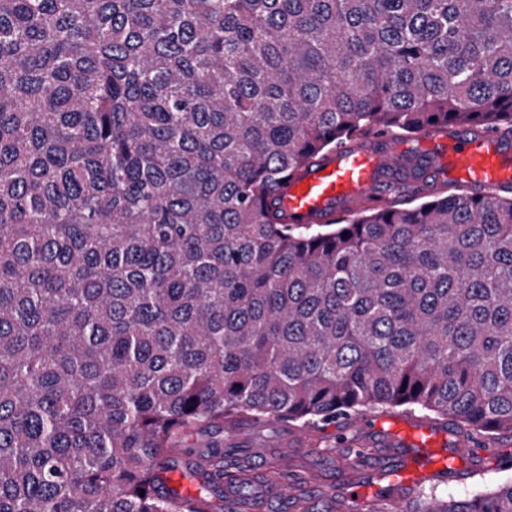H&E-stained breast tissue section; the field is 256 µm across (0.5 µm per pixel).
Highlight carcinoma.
Here are the masks:
<instances>
[{
    "label": "carcinoma",
    "mask_w": 512,
    "mask_h": 512,
    "mask_svg": "<svg viewBox=\"0 0 512 512\" xmlns=\"http://www.w3.org/2000/svg\"><path fill=\"white\" fill-rule=\"evenodd\" d=\"M450 125L512 135V0H0V512H204L229 421L512 434V188L280 203ZM441 485L405 512H512ZM399 158L395 149L380 152L369 145H339L287 181L283 207L291 222L325 224L341 215L350 201L377 203L379 174Z\"/></svg>",
    "instance_id": "carcinoma-1"
}]
</instances>
